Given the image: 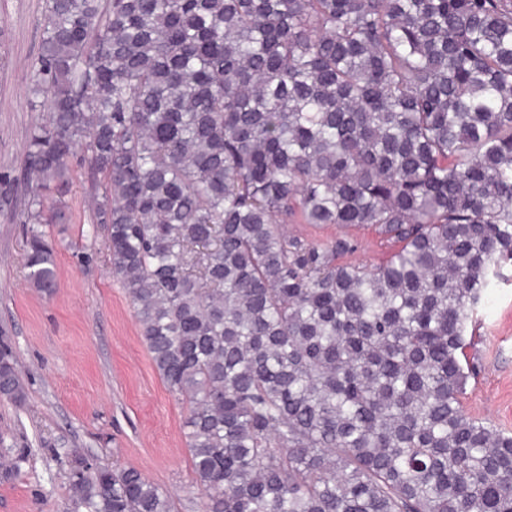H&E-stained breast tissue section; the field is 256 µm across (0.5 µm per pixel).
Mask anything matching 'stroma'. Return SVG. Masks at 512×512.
Segmentation results:
<instances>
[{
  "mask_svg": "<svg viewBox=\"0 0 512 512\" xmlns=\"http://www.w3.org/2000/svg\"><path fill=\"white\" fill-rule=\"evenodd\" d=\"M40 0H0V173L20 175L29 129L42 121L27 99L26 64L39 48ZM68 220L55 224L52 293L24 268L22 225L11 218L24 184L8 188L0 207V331L9 336L27 400H0V437L13 448L19 474L0 479V512H69L70 470L81 462L135 468L170 492L178 512H204L193 482L185 422L141 340L140 326L108 251L93 240L86 169L72 167ZM290 232L324 243L345 235L357 244L349 262L376 264L394 251L372 228L293 224ZM94 248L91 263L78 255ZM469 350L479 376L462 397L467 414L512 432V280L489 290Z\"/></svg>",
  "mask_w": 512,
  "mask_h": 512,
  "instance_id": "obj_1",
  "label": "stroma"
}]
</instances>
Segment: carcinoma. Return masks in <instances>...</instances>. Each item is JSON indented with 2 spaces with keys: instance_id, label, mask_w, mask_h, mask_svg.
I'll use <instances>...</instances> for the list:
<instances>
[{
  "instance_id": "obj_1",
  "label": "carcinoma",
  "mask_w": 512,
  "mask_h": 512,
  "mask_svg": "<svg viewBox=\"0 0 512 512\" xmlns=\"http://www.w3.org/2000/svg\"><path fill=\"white\" fill-rule=\"evenodd\" d=\"M36 27L28 276L53 292L79 148L204 512H512V434L461 403L512 263V0H42ZM69 482L73 512H178L134 468ZM288 232L300 235L310 242L324 243L339 236H348L357 244V249L344 255L341 261L376 264L386 259L395 250V244L380 238L372 228L345 230L336 225L312 226L310 224H286Z\"/></svg>"
}]
</instances>
